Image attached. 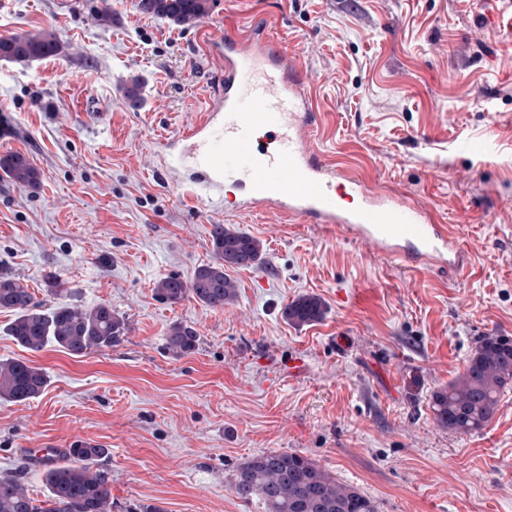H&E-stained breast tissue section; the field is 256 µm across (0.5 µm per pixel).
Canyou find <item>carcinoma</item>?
Returning <instances> with one entry per match:
<instances>
[{"label":"carcinoma","instance_id":"1","mask_svg":"<svg viewBox=\"0 0 512 512\" xmlns=\"http://www.w3.org/2000/svg\"><path fill=\"white\" fill-rule=\"evenodd\" d=\"M139 11L176 26H188L209 9V0H139ZM69 46L54 32L43 30L0 37V60L26 63L67 53ZM0 171L33 193L41 186L40 173L29 158L12 152L0 156ZM215 261L196 269L190 281L168 275L155 285L156 295L174 305L191 297L211 309H222L238 297V285L228 269L254 268L262 263L261 242L222 224L210 231ZM0 309L14 315L6 333L30 352L54 344L72 357L105 351L126 336L128 324L106 302L92 307L59 302L52 307L37 300L28 286L0 277ZM325 308L316 296H301L289 303L284 318L296 326L323 318ZM196 331L182 323L171 324L165 336V349L181 357L192 352ZM47 375L39 367L17 359L0 360V400L22 402L42 394ZM512 389V338L482 336L476 342L464 373L448 382L433 396L436 421L456 434H475L491 421L501 394ZM108 449L77 442L58 454L47 466L43 480L44 499L28 493L20 477H0V512H112L106 476L96 470ZM237 496L248 502L259 498L265 512H377L374 501L360 489L342 483L315 460L271 450L240 463L233 474Z\"/></svg>","mask_w":512,"mask_h":512}]
</instances>
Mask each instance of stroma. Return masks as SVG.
<instances>
[{
  "label": "stroma",
  "mask_w": 512,
  "mask_h": 512,
  "mask_svg": "<svg viewBox=\"0 0 512 512\" xmlns=\"http://www.w3.org/2000/svg\"><path fill=\"white\" fill-rule=\"evenodd\" d=\"M99 2L0 0V36L53 29L71 46L0 61V155L26 154L42 180L32 194L0 173V276L48 306L63 283L67 301L110 303L129 325L119 345L74 358L16 345L0 311V359L48 376L38 398L0 401V477L43 498L31 449L91 441L109 450L112 512H264L232 475L286 450L378 512H512V389L472 435L431 407L479 337H512V0H210L188 27L138 0H109L103 26ZM255 23L312 95L304 140L369 196L423 202L459 237L461 270L412 271L339 227L228 210L159 176L162 140L223 91L212 38ZM135 79L136 110L123 94ZM215 224L262 241L264 264L232 271V306L161 302L157 280L213 262ZM303 295L326 314L298 327L282 311ZM175 322L198 334L182 357L164 348Z\"/></svg>",
  "instance_id": "stroma-1"
}]
</instances>
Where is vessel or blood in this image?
Here are the masks:
<instances>
[{
    "instance_id": "vessel-or-blood-1",
    "label": "vessel or blood",
    "mask_w": 512,
    "mask_h": 512,
    "mask_svg": "<svg viewBox=\"0 0 512 512\" xmlns=\"http://www.w3.org/2000/svg\"><path fill=\"white\" fill-rule=\"evenodd\" d=\"M223 42L224 92L179 135L198 145L200 191L232 183L246 188L247 208L270 206L317 224L339 225L377 254L411 268L443 262L456 267L460 247L454 232L431 223L422 205L369 198L358 179L328 170L316 158L299 133L314 121L310 94L266 27ZM263 130L274 133V147L260 146Z\"/></svg>"
}]
</instances>
